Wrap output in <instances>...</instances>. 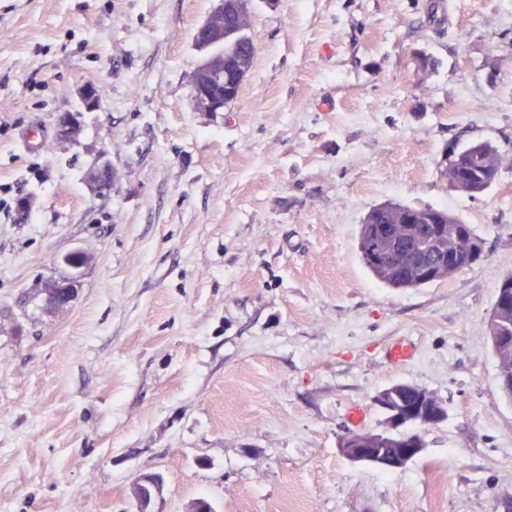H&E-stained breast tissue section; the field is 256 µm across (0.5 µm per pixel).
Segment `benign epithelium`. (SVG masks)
I'll use <instances>...</instances> for the list:
<instances>
[{"instance_id":"1","label":"benign epithelium","mask_w":512,"mask_h":512,"mask_svg":"<svg viewBox=\"0 0 512 512\" xmlns=\"http://www.w3.org/2000/svg\"><path fill=\"white\" fill-rule=\"evenodd\" d=\"M195 43L200 50L207 52V56L194 71L191 97L202 112H222L226 107L224 94L215 91V84L224 79V3H219L197 29ZM80 127L79 113L66 115L64 122L57 123V140L76 138ZM498 176L499 172L479 165L471 167L467 179L480 193L492 186ZM90 179L98 193L106 194L112 190V171L108 165L98 167ZM402 234V228L397 224H382L370 229L372 261L388 276L405 271L421 279L446 278L485 258L482 242L466 237L457 229L448 231V248L444 252L404 246L400 239ZM84 261L80 251L71 252L61 259V264L69 271L53 276L45 283L43 293L47 307L58 311L73 301L81 286L75 270L82 267ZM375 404L386 414V430L351 433L341 440L339 451L353 463L369 464L388 471L406 467L424 451L425 445L419 435L405 432L403 428L415 424L432 426L448 419L445 401L424 388L410 384H396L382 390L375 397Z\"/></svg>"}]
</instances>
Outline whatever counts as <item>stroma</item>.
Segmentation results:
<instances>
[{
    "mask_svg": "<svg viewBox=\"0 0 512 512\" xmlns=\"http://www.w3.org/2000/svg\"><path fill=\"white\" fill-rule=\"evenodd\" d=\"M217 4L0 0V512H137L146 474L163 479L148 512H495L512 0H251L253 66L201 112L194 33ZM74 111L79 135L56 141ZM453 141L498 149L483 194L450 187ZM387 202L447 209L485 259L384 285L359 231ZM76 250L75 299L42 312L34 289ZM400 383L447 421L402 470L349 462L340 439L384 431L374 398Z\"/></svg>",
    "mask_w": 512,
    "mask_h": 512,
    "instance_id": "1",
    "label": "stroma"
}]
</instances>
